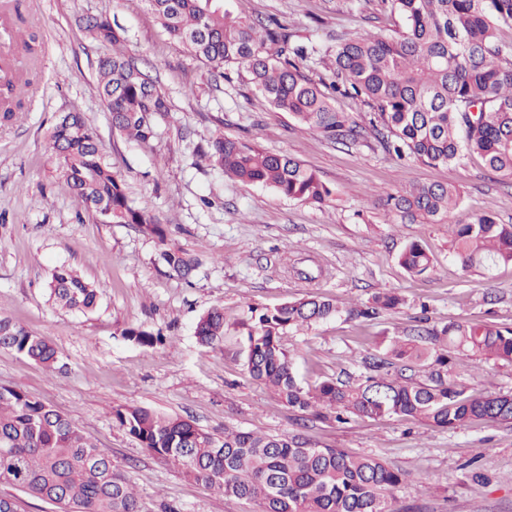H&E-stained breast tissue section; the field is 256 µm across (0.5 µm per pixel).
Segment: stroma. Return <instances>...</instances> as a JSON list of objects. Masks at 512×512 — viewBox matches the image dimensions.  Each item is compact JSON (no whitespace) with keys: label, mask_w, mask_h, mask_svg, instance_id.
<instances>
[{"label":"stroma","mask_w":512,"mask_h":512,"mask_svg":"<svg viewBox=\"0 0 512 512\" xmlns=\"http://www.w3.org/2000/svg\"><path fill=\"white\" fill-rule=\"evenodd\" d=\"M235 14L275 19L293 41L329 43L346 32L389 37L402 26L390 0H230ZM108 16L144 70L159 81L171 110L156 135L136 143L113 133L95 74L112 48L91 40L81 18ZM10 24L35 36L24 66L37 78L21 112L0 121V308L44 336L61 354L50 372L0 350V386L37 397L73 419L131 479L143 512H250L243 501L195 483L150 454L113 422L118 405H138L191 420L223 435L225 427L267 434L301 433L320 447L377 457L410 481L394 512H512V424L453 430L396 417L315 418L288 406L246 370L241 342L254 308H272L308 292L339 304L401 295L399 309L374 319H332L287 332L283 345L303 386L360 375L361 359L392 338L451 320L512 329V265L491 274L464 271L451 256L448 227L402 224L385 205L418 183L460 192L459 220L489 213L512 224V176L487 172L479 157L432 166L386 154L375 139L331 141L253 90L248 74L212 73L162 30L145 0H27ZM68 112L97 133L135 206L159 214L166 241L131 224H105L79 206L46 150L49 132ZM301 161L329 187L322 205L286 198L261 185L224 177L206 157L216 135ZM420 243L434 260L410 275L399 256ZM198 255L189 280L169 275L164 247ZM62 266L99 286L96 309L68 313L48 300L47 282ZM224 310V341L198 343L201 314ZM166 336L165 345L126 340V328ZM471 392H512V364L494 360L448 365Z\"/></svg>","instance_id":"stroma-1"}]
</instances>
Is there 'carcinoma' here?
Listing matches in <instances>:
<instances>
[{"instance_id": "carcinoma-1", "label": "carcinoma", "mask_w": 512, "mask_h": 512, "mask_svg": "<svg viewBox=\"0 0 512 512\" xmlns=\"http://www.w3.org/2000/svg\"><path fill=\"white\" fill-rule=\"evenodd\" d=\"M163 31L195 59L224 76L229 65L245 68L256 90L273 108L309 130L339 143H358L363 127L336 108L303 70L314 58L330 61L336 91L348 92L370 109L369 124L383 150L427 164L482 158L488 170L512 175V44L499 41L512 29V0H391L402 19L396 35H340L336 44L290 42L277 24L233 14L226 0H146ZM91 38L112 45L98 61V89L112 128L135 142L156 135L157 117L170 111L165 93L121 47L106 16L87 25ZM26 79L10 83L8 98L23 107ZM47 150L74 199L107 224H135L165 241L156 213L134 207L123 180L112 171L95 131L79 112H69L52 129ZM224 176L261 185L306 203L322 204L329 188L299 161L254 145L217 137L208 155ZM460 194L452 186L420 185L390 196L389 211L403 222L422 217L451 228L452 258L465 271H492L512 264V225L481 215L455 220ZM168 272L189 278L199 259L179 248L162 251ZM413 276L432 270V260L412 242L400 254ZM63 309L91 311L97 287L61 267L48 284ZM403 298L379 293L368 305L344 306L309 293L273 309L253 310L243 336L249 374L289 406L317 417L326 412L365 418L395 416L440 429L478 423H512V394H473L448 375L451 355L492 358L512 364V330L454 321L395 340L364 358L358 379L326 378L312 388L298 381L282 336L344 314L376 318L399 308ZM195 335L203 346L224 338V311L201 315ZM143 346L163 337L135 327L122 333ZM0 349L12 350L49 370L60 353L44 338L0 313ZM429 364L423 381L403 371ZM112 420L153 455L189 479L245 501L255 512H393L394 491L409 474L372 456L343 448H320L300 434L267 435L224 428L216 436L193 422L147 407L118 405ZM0 485L20 489L60 506L61 512H141L131 480L112 465L69 417L16 387H0Z\"/></svg>"}]
</instances>
